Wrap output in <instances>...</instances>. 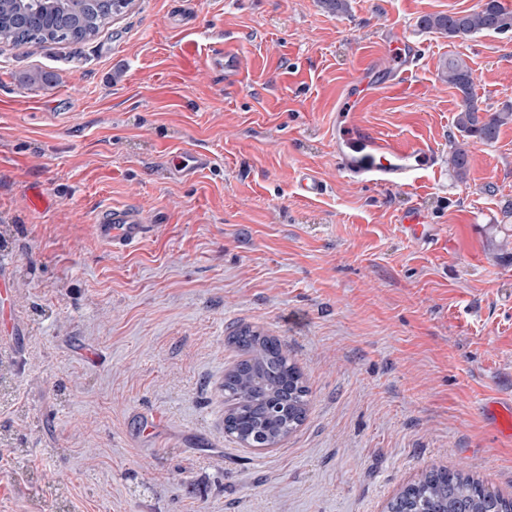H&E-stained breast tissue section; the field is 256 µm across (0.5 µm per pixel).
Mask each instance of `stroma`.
Masks as SVG:
<instances>
[{"mask_svg": "<svg viewBox=\"0 0 512 512\" xmlns=\"http://www.w3.org/2000/svg\"><path fill=\"white\" fill-rule=\"evenodd\" d=\"M477 2L133 0L91 40L0 46V512H386L433 465L512 495V438L485 410L512 401V122L469 140L466 179L445 166L413 195L329 158L339 92L395 24L424 53L366 110L381 133L459 140L451 57L481 112L512 108V31L418 25ZM198 149L212 167L173 178ZM304 168L325 196L298 197ZM417 202L429 244L395 223ZM100 203L137 205L151 235L112 253ZM240 323L284 340L311 391L273 448L224 434ZM235 45H224V52H218L215 57L216 64L224 70V80L228 82L236 79L240 67V57Z\"/></svg>", "mask_w": 512, "mask_h": 512, "instance_id": "obj_1", "label": "stroma"}]
</instances>
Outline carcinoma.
I'll use <instances>...</instances> for the list:
<instances>
[{
    "label": "carcinoma",
    "mask_w": 512,
    "mask_h": 512,
    "mask_svg": "<svg viewBox=\"0 0 512 512\" xmlns=\"http://www.w3.org/2000/svg\"><path fill=\"white\" fill-rule=\"evenodd\" d=\"M68 21L47 20L21 26L12 19L13 0H0V38L12 44L82 42L96 36L112 20V5L64 0ZM424 30L450 39H466L484 31L512 30V11L502 0H479L470 11L426 15L419 19ZM441 74L456 89L460 110L456 126L462 136L491 143L512 112L479 115L474 78L460 58L446 60ZM451 165L463 178L468 152L457 143ZM228 344L241 359L224 374V432L250 448H273L305 421L311 392L300 369L288 356L281 340L250 326L237 328ZM390 512H512V497L488 488L484 481L458 469L432 468L422 479L401 490L389 504Z\"/></svg>",
    "instance_id": "carcinoma-1"
}]
</instances>
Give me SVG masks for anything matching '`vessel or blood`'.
<instances>
[{"label":"vessel or blood","instance_id":"1","mask_svg":"<svg viewBox=\"0 0 512 512\" xmlns=\"http://www.w3.org/2000/svg\"><path fill=\"white\" fill-rule=\"evenodd\" d=\"M381 41L387 56L394 58L395 64L386 67L381 59H373L357 69L346 82L336 112L331 160L337 175L348 183L410 192L422 174L440 170L439 149L426 140L408 142L381 134L364 120L363 114L379 92L398 88L412 75L423 48L399 26L386 30ZM215 60L224 71L225 81H234L240 67L236 46H225ZM211 164L209 154L195 152L191 154L189 163L177 168L176 173L188 181ZM326 190L327 184L319 176L306 170L300 172L297 180L300 196L314 199ZM397 222L411 235L424 237L427 224L419 208L403 209ZM92 230L98 241L111 251L125 252L145 240L151 226L138 207L103 204L93 214Z\"/></svg>","mask_w":512,"mask_h":512}]
</instances>
